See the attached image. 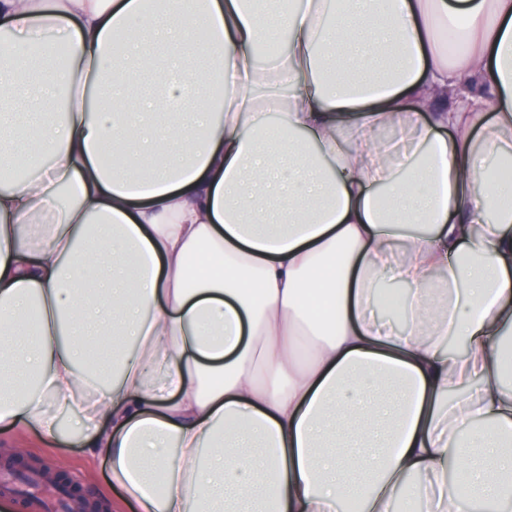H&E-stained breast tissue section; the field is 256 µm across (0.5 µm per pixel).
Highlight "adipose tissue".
<instances>
[{
  "instance_id": "ef3b65f1",
  "label": "adipose tissue",
  "mask_w": 512,
  "mask_h": 512,
  "mask_svg": "<svg viewBox=\"0 0 512 512\" xmlns=\"http://www.w3.org/2000/svg\"><path fill=\"white\" fill-rule=\"evenodd\" d=\"M259 3L0 0V427L133 512H512V0ZM44 409L49 415L55 417L57 421L62 414H66L67 416L66 415L61 416V423L64 422L66 424L67 431L73 432V433H79L80 435H82V427H81V423H80V418H79V415L75 411L64 409L51 399H47L45 401ZM43 438L29 430L14 428L0 432L1 454L13 455L24 462H37L52 470L62 472L80 482L91 495L103 500L109 506V512H127V506L112 497L107 499L101 494L107 477V461L104 456L90 459L80 446L66 448V457H60L51 448H46Z\"/></svg>"
}]
</instances>
